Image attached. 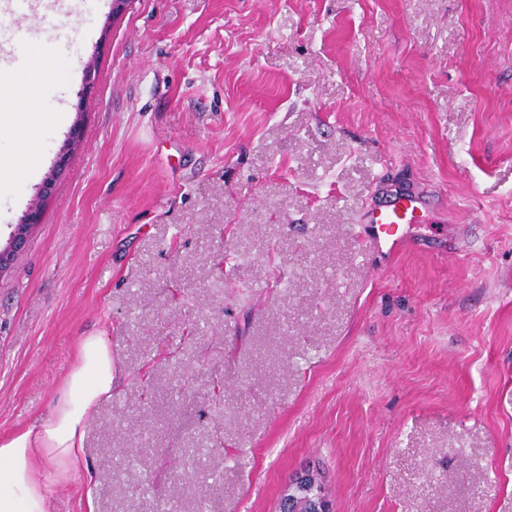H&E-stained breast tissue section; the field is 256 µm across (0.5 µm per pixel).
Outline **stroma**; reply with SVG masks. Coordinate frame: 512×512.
I'll list each match as a JSON object with an SVG mask.
<instances>
[{
	"mask_svg": "<svg viewBox=\"0 0 512 512\" xmlns=\"http://www.w3.org/2000/svg\"><path fill=\"white\" fill-rule=\"evenodd\" d=\"M34 0L0 19V434L81 336L118 387L51 512H512V0ZM27 30L25 40L16 25ZM97 61L83 138L44 182ZM388 188L431 208L388 259ZM39 221L40 209L38 203L35 202L29 207L24 220L15 225L7 245L3 248L0 245V275L12 266L17 253L28 237L30 229ZM279 512H331L318 472L306 469L290 478Z\"/></svg>",
	"mask_w": 512,
	"mask_h": 512,
	"instance_id": "stroma-1",
	"label": "stroma"
}]
</instances>
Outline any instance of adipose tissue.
I'll list each match as a JSON object with an SVG mask.
<instances>
[{
    "mask_svg": "<svg viewBox=\"0 0 512 512\" xmlns=\"http://www.w3.org/2000/svg\"><path fill=\"white\" fill-rule=\"evenodd\" d=\"M115 387L112 346L103 331L81 337L48 415L0 435V512H51L54 500L86 469L90 415Z\"/></svg>",
    "mask_w": 512,
    "mask_h": 512,
    "instance_id": "1",
    "label": "adipose tissue"
}]
</instances>
